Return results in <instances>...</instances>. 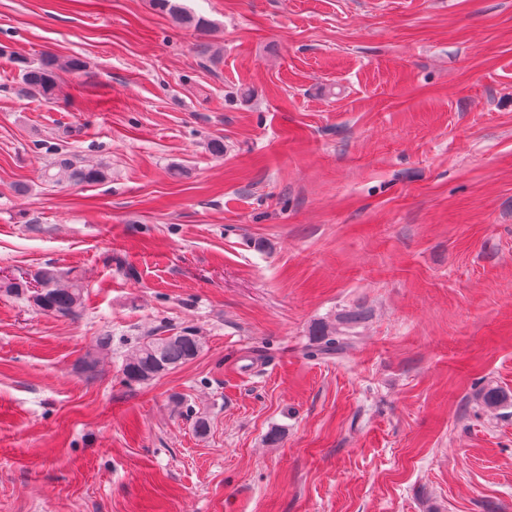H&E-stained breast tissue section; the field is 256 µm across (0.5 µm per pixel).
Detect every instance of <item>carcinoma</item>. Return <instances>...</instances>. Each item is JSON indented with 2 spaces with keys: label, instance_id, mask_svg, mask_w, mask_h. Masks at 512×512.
<instances>
[{
  "label": "carcinoma",
  "instance_id": "obj_1",
  "mask_svg": "<svg viewBox=\"0 0 512 512\" xmlns=\"http://www.w3.org/2000/svg\"><path fill=\"white\" fill-rule=\"evenodd\" d=\"M153 5L184 27L197 30L208 27L204 20L189 13L178 0H153ZM15 63L24 83L33 94L46 101L54 99L57 70L65 67L78 71L85 67L84 62L78 58L62 63L48 53L32 61L18 55ZM53 167L58 169L56 177L86 184L99 183L107 177L104 168L78 166L65 155L57 157ZM35 276L40 285L38 293L31 290L24 280H0V292L24 296L48 314L71 318L80 315L84 308V288L77 279L69 278V274L53 266L38 269ZM362 320L363 313L359 310L345 311L333 318L319 320L310 330L311 343L307 347L306 356L318 359L343 354L352 345L354 329ZM203 348L201 337L187 327L169 336H146L126 356L122 374L128 383H148L194 360ZM479 400L483 405L495 409L512 406V394L497 386L484 388Z\"/></svg>",
  "mask_w": 512,
  "mask_h": 512
}]
</instances>
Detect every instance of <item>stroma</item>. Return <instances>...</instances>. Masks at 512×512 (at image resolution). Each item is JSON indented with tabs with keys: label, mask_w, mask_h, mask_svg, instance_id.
Wrapping results in <instances>:
<instances>
[{
	"label": "stroma",
	"mask_w": 512,
	"mask_h": 512,
	"mask_svg": "<svg viewBox=\"0 0 512 512\" xmlns=\"http://www.w3.org/2000/svg\"><path fill=\"white\" fill-rule=\"evenodd\" d=\"M181 3L206 31L0 0V279L85 289L0 293V512H512V407L478 399L512 392V0ZM13 51L85 67L46 102ZM186 326L196 359L124 381ZM52 166L58 169V172L55 174L57 178L63 177L86 184L99 183L107 177V172L104 168L77 166L66 155L57 157ZM40 292L32 291L27 281L0 280V292L24 296L41 311L75 318L84 308V288L77 279L54 266L39 268L35 273ZM363 318L361 311L350 310L316 322L310 330L312 342L307 347V357L331 358L343 354L352 345L354 329ZM203 341L190 328L169 336H146L126 356L122 374L128 383L144 384L197 358Z\"/></svg>",
	"instance_id": "1"
}]
</instances>
